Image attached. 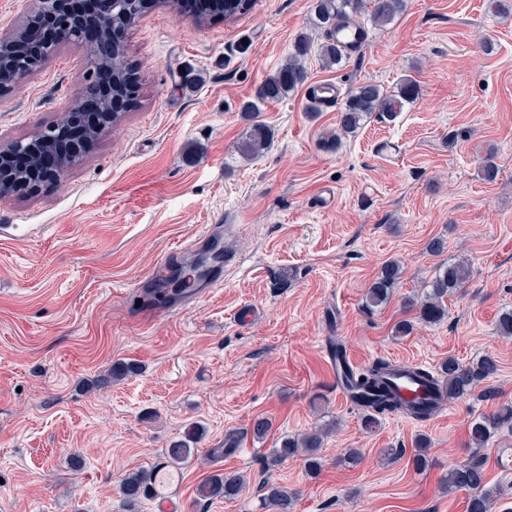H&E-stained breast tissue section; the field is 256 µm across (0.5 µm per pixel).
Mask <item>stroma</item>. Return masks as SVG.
I'll return each instance as SVG.
<instances>
[{"mask_svg": "<svg viewBox=\"0 0 512 512\" xmlns=\"http://www.w3.org/2000/svg\"><path fill=\"white\" fill-rule=\"evenodd\" d=\"M313 3L255 0L200 25L152 9L126 35L142 84L119 126L61 181L0 198V512H159L149 497L125 505L120 481L156 467L193 423L206 434L177 467L180 512H276L267 481L296 492L293 512H467V492L445 478L471 459L500 490L493 512H512V474L495 465L512 434L469 443L474 417L512 404V337L496 327L512 308V15H492L487 0H409L392 25L367 26L343 67L309 61L307 85L263 102L274 136L245 159L242 106L310 32ZM88 67L83 44L57 46L0 96V140L60 122ZM406 75L420 87L414 103L323 148L338 110L311 108L308 84L332 80L346 94ZM490 146L492 182L479 173ZM218 222L229 259L215 288L151 305L154 267L192 260ZM435 238L446 243L438 255ZM453 258L471 279L447 318L395 336ZM391 260L403 276L368 310L364 293ZM332 339L358 367L385 358L435 370L490 355L499 371L426 421L389 415L372 428L336 386ZM117 361L139 370L88 390ZM258 417L272 424L262 438L248 433ZM321 428L318 476L298 457L266 467L282 437ZM231 431L245 434L238 448L214 456ZM351 448L354 467L343 461ZM217 470L244 474L245 489L199 499Z\"/></svg>", "mask_w": 512, "mask_h": 512, "instance_id": "35a3bbf8", "label": "stroma"}]
</instances>
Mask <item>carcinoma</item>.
<instances>
[{"mask_svg":"<svg viewBox=\"0 0 512 512\" xmlns=\"http://www.w3.org/2000/svg\"><path fill=\"white\" fill-rule=\"evenodd\" d=\"M254 0H224V19L245 14L252 8ZM408 7V0H316L312 25L324 32V40L314 44L308 33L299 35L294 43L288 63L270 76L260 90L259 99L280 100L288 93L304 85L308 80L305 65L312 48H317V56L325 68L339 66L346 62V47L333 38V33L342 25L357 24L356 15L362 11L370 14V19L378 27H385L400 18ZM112 25L103 26V36L112 32V26L128 24L134 13L128 0H112ZM114 89L118 94L130 92V88L141 83L139 73L128 66L126 60L113 64ZM419 95L416 80L410 76L402 78L392 90L374 82H363L347 95L340 107L337 129L345 134L360 129L373 114L379 112H398L403 104L414 101ZM273 139L271 129L262 122L253 123L240 145L242 155L252 157L267 148ZM482 179L493 181L498 175L494 150H487L480 167ZM402 267L397 261L385 263L377 277L367 289L365 306L376 309L386 305L392 298L394 289L402 278ZM471 270L468 264L449 261L439 266L430 290L424 292L418 307L419 318L427 324H437L448 317L447 300L465 288L470 280ZM184 291L168 287L164 283L149 290L150 299L157 303L173 302ZM396 369L391 361L379 358L368 365L349 371L345 381V390L350 399L358 406L366 407L369 421L388 414L406 415L415 420L431 418L438 408L439 394L436 386L444 389L449 400L469 394L476 383L493 377L498 371L497 360L484 355L464 366L450 357L443 361L438 371L419 372L425 386V394L415 400H407L396 391L388 381V376ZM136 367L131 363L115 362L99 373L91 384L95 388L112 385L119 377L134 373ZM512 427V405H507L492 415L474 418L469 427L471 444L476 448L485 447L496 437L501 428ZM204 432V428L193 424L184 438L174 442L166 451V463H181L194 455L195 448ZM323 451L322 436L317 433L302 437L282 438L279 447L272 450L267 459V467H277L297 455L303 457L307 471L315 475L321 469ZM153 480V473L134 471L125 475L120 484L122 497L133 502L147 495ZM448 487L464 489L469 492L467 512H490L497 488L488 486L484 463L470 460L448 471ZM246 480L239 472H222L208 476L201 489L206 498H233L245 488ZM265 499L275 505L279 512H291L295 493L285 487L264 484Z\"/></svg>","mask_w":512,"mask_h":512,"instance_id":"obj_1","label":"carcinoma"}]
</instances>
